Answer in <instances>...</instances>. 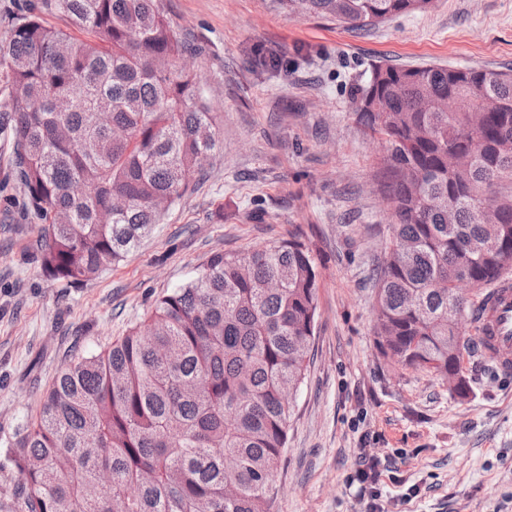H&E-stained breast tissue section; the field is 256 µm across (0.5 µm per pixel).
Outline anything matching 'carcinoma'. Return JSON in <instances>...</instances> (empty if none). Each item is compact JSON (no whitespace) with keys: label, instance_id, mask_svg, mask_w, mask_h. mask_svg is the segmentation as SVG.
Instances as JSON below:
<instances>
[{"label":"carcinoma","instance_id":"cac0c4a2","mask_svg":"<svg viewBox=\"0 0 512 512\" xmlns=\"http://www.w3.org/2000/svg\"><path fill=\"white\" fill-rule=\"evenodd\" d=\"M435 0H279L348 29ZM0 43V135L42 221L44 272L74 283L139 247L219 147L216 118L159 0H22ZM384 139L391 232L376 346L436 377L478 348L473 297L512 273V69L377 66L351 90ZM490 99L498 112H480ZM318 273L306 245L216 253L144 324L66 365L10 443L0 512H272L310 362ZM390 341L383 344L381 337Z\"/></svg>","mask_w":512,"mask_h":512}]
</instances>
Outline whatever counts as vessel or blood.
Masks as SVG:
<instances>
[{
    "label": "vessel or blood",
    "instance_id": "vessel-or-blood-1",
    "mask_svg": "<svg viewBox=\"0 0 512 512\" xmlns=\"http://www.w3.org/2000/svg\"><path fill=\"white\" fill-rule=\"evenodd\" d=\"M483 309L494 310V318L480 317L477 335L485 356L504 370L512 369V280L499 281L485 296Z\"/></svg>",
    "mask_w": 512,
    "mask_h": 512
}]
</instances>
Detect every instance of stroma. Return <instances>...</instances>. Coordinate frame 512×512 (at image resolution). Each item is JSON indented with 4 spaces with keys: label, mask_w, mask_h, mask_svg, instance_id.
I'll use <instances>...</instances> for the list:
<instances>
[{
    "label": "stroma",
    "mask_w": 512,
    "mask_h": 512,
    "mask_svg": "<svg viewBox=\"0 0 512 512\" xmlns=\"http://www.w3.org/2000/svg\"><path fill=\"white\" fill-rule=\"evenodd\" d=\"M159 2L191 43L220 147L136 250L70 283L40 266L0 140V442L65 363L125 336L213 252L293 236L316 265L318 315L272 512H512V373L470 354L462 400L374 346L391 218L382 140L350 98L376 64L512 68V0H436L359 31L277 0Z\"/></svg>",
    "instance_id": "35a3bbf8"
}]
</instances>
